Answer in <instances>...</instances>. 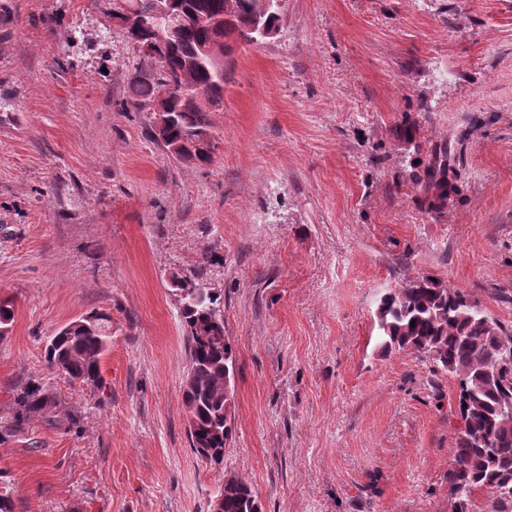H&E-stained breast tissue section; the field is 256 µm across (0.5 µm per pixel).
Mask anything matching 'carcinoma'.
Instances as JSON below:
<instances>
[{
	"mask_svg": "<svg viewBox=\"0 0 512 512\" xmlns=\"http://www.w3.org/2000/svg\"><path fill=\"white\" fill-rule=\"evenodd\" d=\"M281 0H177L187 7L178 33L164 29L152 38L165 48L158 69L138 71L130 77V105L150 107L165 86L171 87L170 121L161 144L172 150L182 144L177 157L197 164L209 163L213 150L198 139L210 133V112L196 99L220 100L224 80L216 75L215 60L223 59L232 44L254 43L257 20L278 27ZM224 17V31L215 35L204 20ZM214 45V59L201 58V49ZM412 181L425 194L433 210L443 209L455 186L448 181V147L434 150L417 164ZM189 345L190 366L183 387L193 450L220 465L232 438L231 407L226 386L234 380L236 364L224 338L223 297L212 288L201 302L194 300L198 280L172 274ZM82 323L62 326L46 346L48 365L72 382L101 386L100 361L112 338L111 318L91 312ZM375 323L383 352L408 349L434 368L457 378L461 424L451 448L448 491L454 512H471L472 495L487 490L490 512H512V329L491 317L475 297L438 280L424 277L380 298ZM14 420L0 428V443L25 430L35 417L56 422L55 397L39 389L18 396ZM224 512H260L250 486L234 475L224 477Z\"/></svg>",
	"mask_w": 512,
	"mask_h": 512,
	"instance_id": "obj_1",
	"label": "carcinoma"
}]
</instances>
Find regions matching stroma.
<instances>
[{"mask_svg": "<svg viewBox=\"0 0 512 512\" xmlns=\"http://www.w3.org/2000/svg\"><path fill=\"white\" fill-rule=\"evenodd\" d=\"M153 65L112 0H0V426L25 388L60 404L0 445L16 512H210L228 475L262 512H452L457 382L380 352L375 309L426 276L512 328V0H282L275 37L224 57L202 166L128 103ZM404 122L451 151L443 211ZM175 272L224 298L220 466L190 446ZM93 310L98 388L45 359Z\"/></svg>", "mask_w": 512, "mask_h": 512, "instance_id": "stroma-1", "label": "stroma"}]
</instances>
